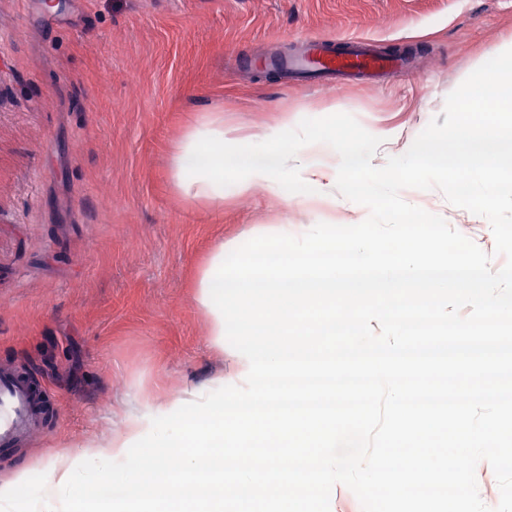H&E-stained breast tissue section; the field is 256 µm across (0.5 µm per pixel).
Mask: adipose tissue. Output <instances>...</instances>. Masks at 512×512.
Masks as SVG:
<instances>
[{"label": "adipose tissue", "mask_w": 512, "mask_h": 512, "mask_svg": "<svg viewBox=\"0 0 512 512\" xmlns=\"http://www.w3.org/2000/svg\"><path fill=\"white\" fill-rule=\"evenodd\" d=\"M290 125L284 116L243 135L225 127L223 113H198L173 161L175 188L191 200L220 202L226 183L241 192L260 183L291 205L296 197L283 176L289 167L300 188L335 199L336 171L321 162L335 154V138L321 141L312 156L289 138ZM396 248L409 270L402 301L408 318L398 335L371 345L358 328L372 305L346 292L380 273L387 256L361 242L337 249L330 231L313 247L284 224L257 236L253 257L233 266L225 247L217 246L200 271L194 300L207 318L210 347L223 349L232 334L247 337L239 357L244 389L203 405L185 396L161 403L159 412L176 423L173 434H158L149 421L131 418L106 438H91L49 458L38 475L17 472L0 483V512H239L246 504L261 505V512H287L294 489L335 471L338 439L350 438L357 447L376 444L337 408L336 377L347 358L358 376L382 382L389 434L415 447L423 433L410 423L411 374L485 382L512 375V361L502 356L445 361L442 340L448 330L428 308L429 295L447 286L441 249L429 244L422 229ZM414 334L430 341L439 367L430 360L411 365ZM484 410L499 428H512L507 400L490 408L478 399L468 411L444 414L435 424L463 428L491 448L496 435L483 426ZM284 451L294 456V467H281ZM172 458L179 459V467L169 466Z\"/></svg>", "instance_id": "ef3b65f1"}]
</instances>
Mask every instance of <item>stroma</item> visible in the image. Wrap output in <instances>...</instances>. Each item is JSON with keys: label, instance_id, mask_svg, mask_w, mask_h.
<instances>
[{"label": "stroma", "instance_id": "obj_1", "mask_svg": "<svg viewBox=\"0 0 512 512\" xmlns=\"http://www.w3.org/2000/svg\"><path fill=\"white\" fill-rule=\"evenodd\" d=\"M43 10L0 0V365L31 369L58 404L44 431L0 454V483L126 416L153 415L157 397L232 385L241 344L230 336L212 351L194 302L219 242L242 259L261 226L300 234L368 217L342 196L287 207L261 185L185 200L170 167L196 113H223L243 133L306 108L347 113L381 138L380 167L512 39V0H60L45 25ZM310 37L395 48L409 69L339 88L267 68ZM401 197L482 243L491 270L503 266L486 218L437 189Z\"/></svg>", "mask_w": 512, "mask_h": 512}]
</instances>
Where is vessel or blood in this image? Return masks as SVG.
<instances>
[{"label": "vessel or blood", "instance_id": "obj_1", "mask_svg": "<svg viewBox=\"0 0 512 512\" xmlns=\"http://www.w3.org/2000/svg\"><path fill=\"white\" fill-rule=\"evenodd\" d=\"M386 62L370 49L334 51L326 41L314 39L307 55L289 60L288 67L306 79L339 71L350 76L384 69ZM49 398L28 369L0 368V451L15 448L38 430L49 415Z\"/></svg>", "mask_w": 512, "mask_h": 512}]
</instances>
